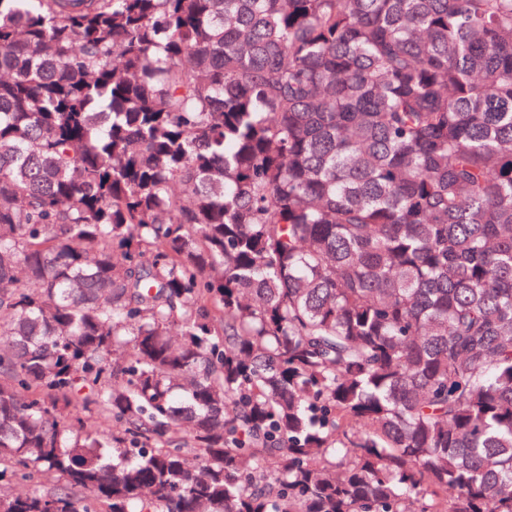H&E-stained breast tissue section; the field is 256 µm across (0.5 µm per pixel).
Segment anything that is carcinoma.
Instances as JSON below:
<instances>
[{
	"label": "carcinoma",
	"instance_id": "cac0c4a2",
	"mask_svg": "<svg viewBox=\"0 0 512 512\" xmlns=\"http://www.w3.org/2000/svg\"><path fill=\"white\" fill-rule=\"evenodd\" d=\"M0 340V512H512V0H0Z\"/></svg>",
	"mask_w": 512,
	"mask_h": 512
}]
</instances>
